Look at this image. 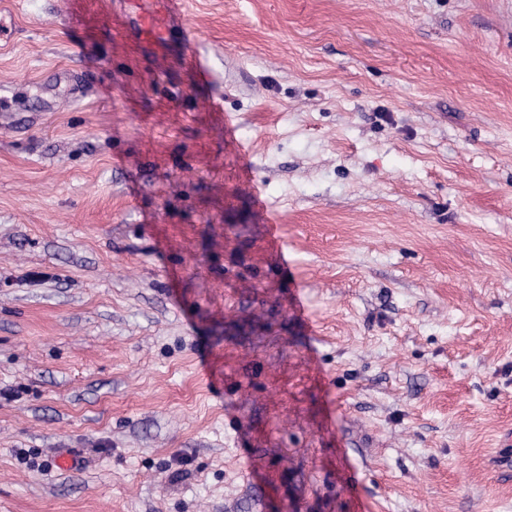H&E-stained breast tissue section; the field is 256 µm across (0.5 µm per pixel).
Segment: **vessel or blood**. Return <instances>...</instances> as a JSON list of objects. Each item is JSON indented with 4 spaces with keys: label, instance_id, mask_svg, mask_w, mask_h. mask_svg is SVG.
Segmentation results:
<instances>
[{
    "label": "vessel or blood",
    "instance_id": "1",
    "mask_svg": "<svg viewBox=\"0 0 512 512\" xmlns=\"http://www.w3.org/2000/svg\"><path fill=\"white\" fill-rule=\"evenodd\" d=\"M128 18L123 34L144 43L160 45L166 42L176 24L180 0H119Z\"/></svg>",
    "mask_w": 512,
    "mask_h": 512
}]
</instances>
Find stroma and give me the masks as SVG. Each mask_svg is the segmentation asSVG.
<instances>
[{
    "label": "stroma",
    "instance_id": "1",
    "mask_svg": "<svg viewBox=\"0 0 512 512\" xmlns=\"http://www.w3.org/2000/svg\"><path fill=\"white\" fill-rule=\"evenodd\" d=\"M120 25L0 0V512H512V0Z\"/></svg>",
    "mask_w": 512,
    "mask_h": 512
}]
</instances>
